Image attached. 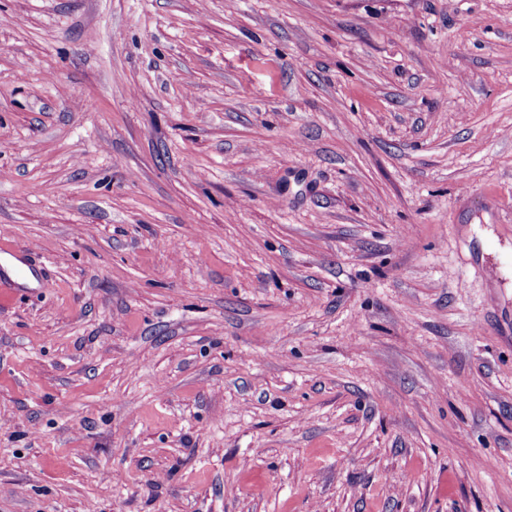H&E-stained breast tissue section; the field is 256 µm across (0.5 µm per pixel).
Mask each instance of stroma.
Wrapping results in <instances>:
<instances>
[{"label":"stroma","mask_w":512,"mask_h":512,"mask_svg":"<svg viewBox=\"0 0 512 512\" xmlns=\"http://www.w3.org/2000/svg\"><path fill=\"white\" fill-rule=\"evenodd\" d=\"M0 512H512V0H0Z\"/></svg>","instance_id":"obj_1"}]
</instances>
